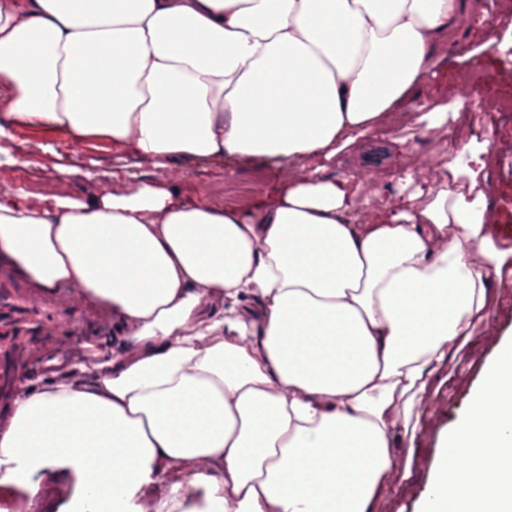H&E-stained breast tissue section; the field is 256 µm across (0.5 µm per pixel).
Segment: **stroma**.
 Here are the masks:
<instances>
[{"label": "stroma", "instance_id": "1", "mask_svg": "<svg viewBox=\"0 0 512 512\" xmlns=\"http://www.w3.org/2000/svg\"><path fill=\"white\" fill-rule=\"evenodd\" d=\"M481 2L484 14L474 15L461 34L449 37L413 100L385 127L341 147L326 164L325 173L332 178L376 180L377 191L369 195L368 204L378 206L383 199L404 196L410 148L452 152L460 147L454 135L438 140L421 134L409 120L411 113L437 106L453 121L460 111H468L466 139L488 144L482 179L493 240L504 251L491 276L494 304L463 349L436 365L430 391L415 408L414 437L399 438L400 454L409 465L375 512H418L444 436L466 412L500 343L512 339V112L502 109L504 102H512V0ZM61 166L75 169V176L59 175ZM117 178L159 182L165 173L154 161L118 154L106 142L77 144L65 135L18 126L10 138L0 139L1 196L20 188L45 196L96 193ZM177 182L185 203L205 196L226 208L265 200L279 190L275 166L261 160L192 159L181 165ZM54 323V329L37 337L36 363L25 375L33 384L46 382L45 365L94 351L112 355L122 350L123 340L112 323L87 308Z\"/></svg>", "mask_w": 512, "mask_h": 512}]
</instances>
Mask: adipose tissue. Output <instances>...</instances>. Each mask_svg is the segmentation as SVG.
I'll use <instances>...</instances> for the list:
<instances>
[{
  "label": "adipose tissue",
  "mask_w": 512,
  "mask_h": 512,
  "mask_svg": "<svg viewBox=\"0 0 512 512\" xmlns=\"http://www.w3.org/2000/svg\"><path fill=\"white\" fill-rule=\"evenodd\" d=\"M480 0H0L6 125L171 168L275 162L252 213L169 183L0 200V253L126 346L22 385L0 488L34 512H373L436 363L493 304L478 173L414 156L385 214L319 159L382 126ZM245 294L257 307L238 306ZM232 311H225V303ZM420 512H512V342L449 431Z\"/></svg>",
  "instance_id": "obj_1"
}]
</instances>
